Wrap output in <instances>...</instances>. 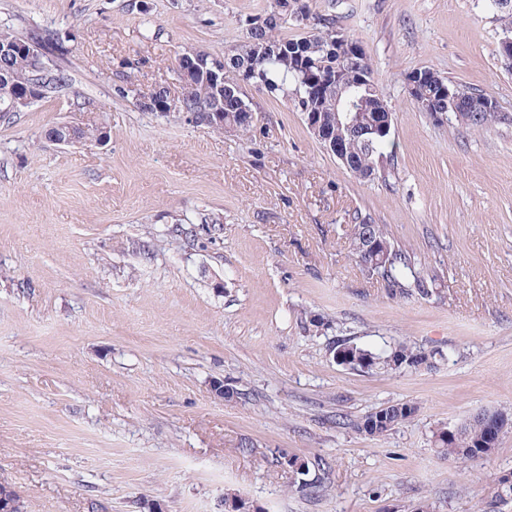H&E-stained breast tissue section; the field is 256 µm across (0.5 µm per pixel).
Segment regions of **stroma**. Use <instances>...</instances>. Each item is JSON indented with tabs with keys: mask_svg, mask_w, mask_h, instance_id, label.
Segmentation results:
<instances>
[{
	"mask_svg": "<svg viewBox=\"0 0 512 512\" xmlns=\"http://www.w3.org/2000/svg\"><path fill=\"white\" fill-rule=\"evenodd\" d=\"M273 0H0V30L69 32L49 57L70 82L0 120V483L28 512H483L512 471V428L491 455L440 456L433 433L482 409L512 414V69L492 0H308L366 52L392 112L393 158L347 172L292 101L243 84L257 120L219 133L143 111L176 90V59H223ZM430 67L493 97L473 130L419 111ZM101 124L105 145L46 137ZM224 226L193 248L168 234ZM436 273L429 297L368 279L355 217ZM328 321L325 332L307 320ZM443 353L435 369L353 371L337 340ZM221 380L240 400L214 396ZM392 401L413 418L372 438L355 422ZM346 427H336V416ZM327 467L296 491L272 449ZM208 219L210 218L204 217V222L206 224H192L190 226H186L184 224H175L171 227V229H168L169 234L187 243L194 242L200 232H204L211 238H215L216 235L218 237L223 230V225L218 224L217 221L214 223V220L211 219V224H208Z\"/></svg>",
	"mask_w": 512,
	"mask_h": 512,
	"instance_id": "35a3bbf8",
	"label": "stroma"
}]
</instances>
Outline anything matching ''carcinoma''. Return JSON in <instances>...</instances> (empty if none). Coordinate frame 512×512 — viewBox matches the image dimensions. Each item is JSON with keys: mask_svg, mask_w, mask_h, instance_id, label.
Returning a JSON list of instances; mask_svg holds the SVG:
<instances>
[{"mask_svg": "<svg viewBox=\"0 0 512 512\" xmlns=\"http://www.w3.org/2000/svg\"><path fill=\"white\" fill-rule=\"evenodd\" d=\"M246 41L236 53L224 60V65L232 70L251 68L254 71L252 82L273 97L291 98L297 111L321 112L328 120L336 113V93L321 87V80L336 71L344 69L343 78L349 83L358 80V69L350 61L352 49L348 45L329 43L327 36L332 28L322 30L311 27L298 38H284L279 32L288 25H295L292 18L273 10L245 20ZM71 37H61L56 33L41 35L33 33L26 38H18L7 31H0V50L20 44L41 43L48 50L63 52ZM15 74L32 76L33 86L39 97L45 98L58 92L67 83L63 70L48 67L44 56L25 54H5L0 57V99L8 96L9 82ZM452 85V81L441 77V81H431L425 85V94L432 100L434 108L448 109V100L440 97L441 85ZM186 95L178 113L202 114L209 109L220 108L224 121L238 115L240 103L244 101L240 90L219 93L208 79L199 74L185 80ZM168 91L158 88L141 94L140 108L145 112H155L162 108ZM501 119L498 112H475L466 126L483 129ZM390 145L389 136L373 140L358 132L346 135L344 148L352 163L350 173L359 178L365 165L376 164L386 157ZM223 225L175 224L169 234L187 243L195 241L203 232L210 237L220 235ZM353 254L358 259L362 272L369 278L380 280L393 296L417 294L424 298L429 295L428 281L424 270L417 267L407 249L395 243L383 224H367L365 219L356 218L348 225ZM376 243L377 250L365 252L366 241ZM439 352L417 350L406 342H398L388 348L374 349L351 339L333 347V359L350 370L362 372H392L431 368L438 362ZM415 414V407L407 402H389L363 416L356 424L359 432L369 437H382L395 428L409 422ZM497 416L501 419V430L512 426V416L499 410H482L454 429L441 427L434 433L436 452L452 460H468L491 454L497 440L490 439L486 429V419ZM490 499L502 505V512H512V481L494 478ZM11 503L10 512H27V505L20 494L11 486L0 484V505Z\"/></svg>", "mask_w": 512, "mask_h": 512, "instance_id": "carcinoma-1", "label": "carcinoma"}]
</instances>
